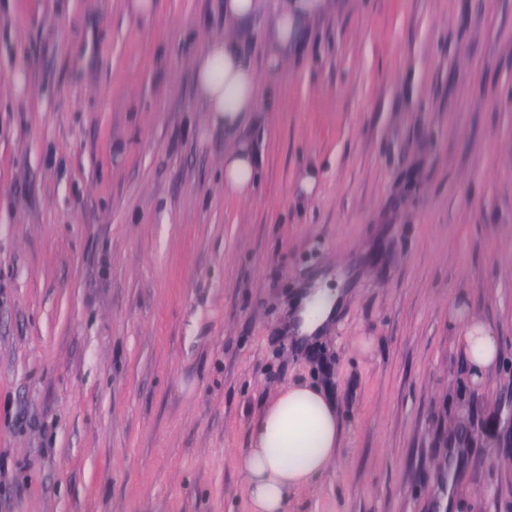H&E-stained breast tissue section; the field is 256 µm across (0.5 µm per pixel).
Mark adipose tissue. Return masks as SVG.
<instances>
[{
	"label": "adipose tissue",
	"mask_w": 512,
	"mask_h": 512,
	"mask_svg": "<svg viewBox=\"0 0 512 512\" xmlns=\"http://www.w3.org/2000/svg\"><path fill=\"white\" fill-rule=\"evenodd\" d=\"M333 0H224V30L209 35L192 67L198 98L212 124L233 131L256 113L260 78L248 61V31L267 16L270 31L267 66L276 70L296 43L301 23L321 16ZM260 178L258 160L245 143L224 154V188L250 197ZM342 302L339 293L317 287L303 291L288 316V332L300 344L326 334ZM449 328L460 344L473 381L495 369L502 357L501 340L483 319L454 310ZM342 418L326 388L305 381L278 388L260 407L248 429L249 446L239 457L248 512H288L292 496L315 490L334 465Z\"/></svg>",
	"instance_id": "obj_1"
}]
</instances>
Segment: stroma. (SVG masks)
Here are the masks:
<instances>
[{
	"instance_id": "stroma-1",
	"label": "stroma",
	"mask_w": 512,
	"mask_h": 512,
	"mask_svg": "<svg viewBox=\"0 0 512 512\" xmlns=\"http://www.w3.org/2000/svg\"><path fill=\"white\" fill-rule=\"evenodd\" d=\"M223 29L221 0H0V512H247L250 421L305 380L344 433L288 512H512V0H335L276 74L257 19L271 94L231 137L191 67ZM320 278L351 300L298 354L276 327ZM458 299L504 348L477 385ZM260 178L258 160L245 143H237L224 153V189L249 198Z\"/></svg>"
}]
</instances>
